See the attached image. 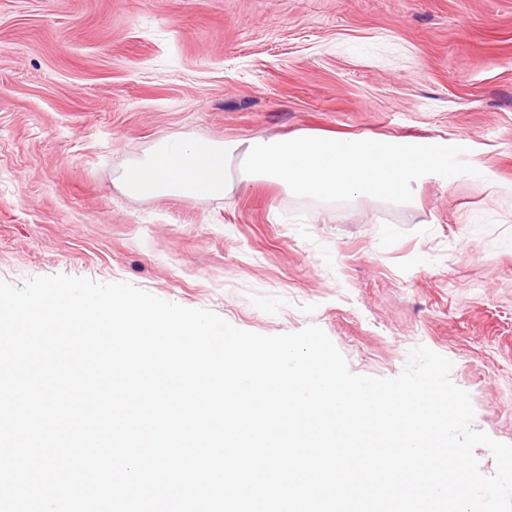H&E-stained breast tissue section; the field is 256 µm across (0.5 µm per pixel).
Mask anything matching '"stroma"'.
<instances>
[{"label": "stroma", "instance_id": "35a3bbf8", "mask_svg": "<svg viewBox=\"0 0 512 512\" xmlns=\"http://www.w3.org/2000/svg\"><path fill=\"white\" fill-rule=\"evenodd\" d=\"M297 133L437 139L481 175L405 205L118 186L164 136ZM55 274L315 324L361 375L426 346L512 444V0H0V281Z\"/></svg>", "mask_w": 512, "mask_h": 512}]
</instances>
